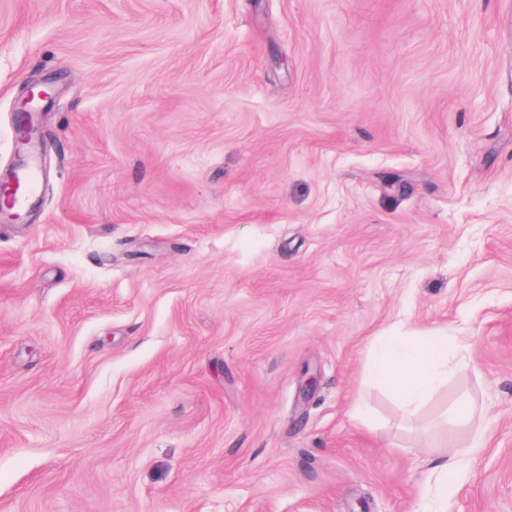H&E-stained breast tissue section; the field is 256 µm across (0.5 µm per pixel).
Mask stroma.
<instances>
[{"label": "stroma", "mask_w": 512, "mask_h": 512, "mask_svg": "<svg viewBox=\"0 0 512 512\" xmlns=\"http://www.w3.org/2000/svg\"><path fill=\"white\" fill-rule=\"evenodd\" d=\"M44 79L0 512H412L446 447L512 512V0H0L1 178ZM437 329L420 411L363 385ZM37 87H43L44 89H38ZM51 99L52 89L49 86L31 84L27 87L21 106L15 113L17 143L36 147L39 114L44 111ZM447 330L412 336H377L369 344L365 379L384 388L409 415L448 378V358L457 347Z\"/></svg>", "instance_id": "35a3bbf8"}]
</instances>
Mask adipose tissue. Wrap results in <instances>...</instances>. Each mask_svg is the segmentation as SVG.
Segmentation results:
<instances>
[{
    "label": "adipose tissue",
    "mask_w": 512,
    "mask_h": 512,
    "mask_svg": "<svg viewBox=\"0 0 512 512\" xmlns=\"http://www.w3.org/2000/svg\"><path fill=\"white\" fill-rule=\"evenodd\" d=\"M455 337L438 329L412 336H379L369 344L365 379L414 414L448 377Z\"/></svg>",
    "instance_id": "1"
}]
</instances>
